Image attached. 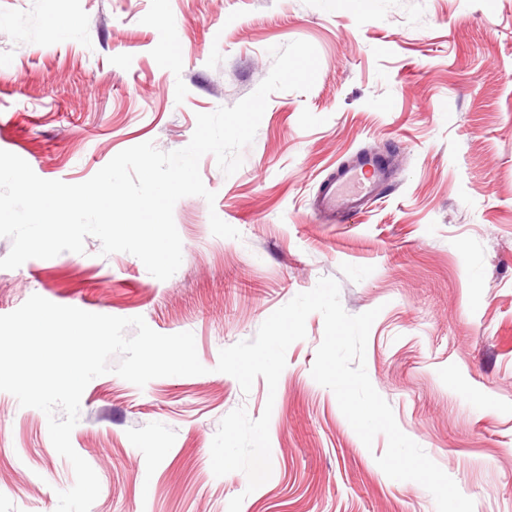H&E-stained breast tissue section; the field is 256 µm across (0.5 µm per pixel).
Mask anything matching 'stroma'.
Segmentation results:
<instances>
[{
    "label": "stroma",
    "mask_w": 512,
    "mask_h": 512,
    "mask_svg": "<svg viewBox=\"0 0 512 512\" xmlns=\"http://www.w3.org/2000/svg\"><path fill=\"white\" fill-rule=\"evenodd\" d=\"M313 44L306 92L270 95L243 164L199 172L214 203L174 207L182 264L168 280L136 256L84 253L0 269V315L31 295L192 333L206 368L137 387L85 388L75 451L100 494L90 512H436L390 479L329 388L311 375L324 319L286 352L276 390L242 392L219 352L323 277L345 311L378 309L366 369L399 428L474 502L512 512V0H0V150L70 184L150 142L184 148L196 116L268 76L269 47ZM386 157L391 188L350 224L315 207L358 153ZM239 238L212 234L210 213ZM271 409L272 475L214 476L211 444L237 407ZM46 415L0 391V512H56L73 486Z\"/></svg>",
    "instance_id": "1"
}]
</instances>
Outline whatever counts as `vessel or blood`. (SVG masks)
Returning a JSON list of instances; mask_svg holds the SVG:
<instances>
[{
  "mask_svg": "<svg viewBox=\"0 0 512 512\" xmlns=\"http://www.w3.org/2000/svg\"><path fill=\"white\" fill-rule=\"evenodd\" d=\"M390 181L387 161L381 155L363 153L353 164L339 168L324 185L315 205L330 223L345 224L362 213L365 205L386 189Z\"/></svg>",
  "mask_w": 512,
  "mask_h": 512,
  "instance_id": "obj_1",
  "label": "vessel or blood"
}]
</instances>
